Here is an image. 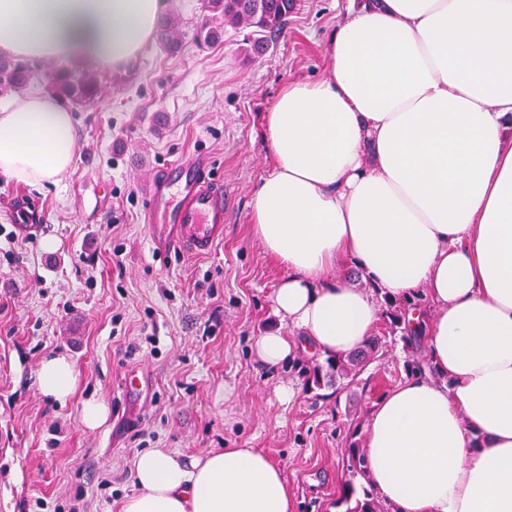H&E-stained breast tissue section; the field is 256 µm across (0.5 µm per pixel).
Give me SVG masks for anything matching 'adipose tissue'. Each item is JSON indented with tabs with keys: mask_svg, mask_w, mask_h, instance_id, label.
<instances>
[{
	"mask_svg": "<svg viewBox=\"0 0 512 512\" xmlns=\"http://www.w3.org/2000/svg\"><path fill=\"white\" fill-rule=\"evenodd\" d=\"M163 0H0V56L123 68ZM326 75L288 81L269 106L273 168L252 230L286 272L272 296L292 336L257 338L276 368L373 336L385 299L424 295L435 376L391 387L366 430L368 479L399 512H512V0H351L327 38ZM71 112L32 93L0 107V176L59 185ZM359 267L370 285L339 278ZM38 385L66 404L70 360ZM121 512H293L258 448L134 459Z\"/></svg>",
	"mask_w": 512,
	"mask_h": 512,
	"instance_id": "1",
	"label": "adipose tissue"
}]
</instances>
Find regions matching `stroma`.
<instances>
[{
    "instance_id": "1",
    "label": "stroma",
    "mask_w": 512,
    "mask_h": 512,
    "mask_svg": "<svg viewBox=\"0 0 512 512\" xmlns=\"http://www.w3.org/2000/svg\"><path fill=\"white\" fill-rule=\"evenodd\" d=\"M207 0H167L182 48L149 40L120 74L102 70L95 105L76 106V151L59 186L0 178V512H120L137 490L135 456L169 448L192 459L212 448H260L282 468L295 512H345L342 452L365 442L370 412L407 378V347L383 335L357 383L310 391L303 355L270 368L258 336L279 330L272 293L284 271L252 233L254 189L272 167L265 113L291 79L323 73L327 35L350 0H298L261 57L244 54L249 29L225 27L199 46ZM202 159L235 198L224 238L198 256L160 248L144 219V183L179 157ZM40 205L30 237L17 233L14 196ZM51 240L55 249H44ZM69 357L78 378L68 404L44 396L43 359ZM147 372L138 399L121 378ZM296 394L280 403L276 389ZM108 406L106 421L81 422L84 400ZM110 488H101L104 477Z\"/></svg>"
}]
</instances>
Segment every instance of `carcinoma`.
Segmentation results:
<instances>
[{
  "mask_svg": "<svg viewBox=\"0 0 512 512\" xmlns=\"http://www.w3.org/2000/svg\"><path fill=\"white\" fill-rule=\"evenodd\" d=\"M295 0H207L210 20L201 25L195 38L203 44H215L223 41L224 25L253 28L258 36L247 40L243 48L245 54L256 57L269 48V38L282 32L288 15L295 9ZM174 23H166L159 33V40L169 51L180 48V42L174 35ZM35 72L27 61L0 58V92H12L27 87ZM47 90L61 102L77 106L94 104L101 91V80L97 68L91 65L60 66L52 75ZM384 322L390 333L401 332V338L412 345L420 335L422 324L413 329L406 321L407 309L400 301H386ZM381 337L374 336L360 349L345 354L328 356L324 360H315L305 371V385L310 389L334 386L345 389L358 380L366 364L378 352ZM344 466L349 474L345 484L342 503L355 501V505L346 512H399L398 508L378 498L374 489L356 486L355 479L366 478L367 461L365 450L357 442L345 449Z\"/></svg>",
  "mask_w": 512,
  "mask_h": 512,
  "instance_id": "obj_1",
  "label": "carcinoma"
}]
</instances>
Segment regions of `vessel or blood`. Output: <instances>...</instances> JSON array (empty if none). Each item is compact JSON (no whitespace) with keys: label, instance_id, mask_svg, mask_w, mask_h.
Wrapping results in <instances>:
<instances>
[{"label":"vessel or blood","instance_id":"1","mask_svg":"<svg viewBox=\"0 0 512 512\" xmlns=\"http://www.w3.org/2000/svg\"><path fill=\"white\" fill-rule=\"evenodd\" d=\"M146 218L160 239L194 255L207 254L224 232L230 200L203 165L174 160L158 169L145 190Z\"/></svg>","mask_w":512,"mask_h":512}]
</instances>
